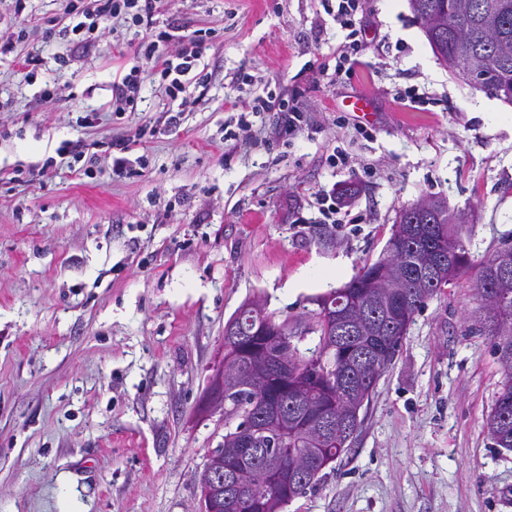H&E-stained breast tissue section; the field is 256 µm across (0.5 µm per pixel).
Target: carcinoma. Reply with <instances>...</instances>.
<instances>
[{
    "instance_id": "carcinoma-1",
    "label": "carcinoma",
    "mask_w": 512,
    "mask_h": 512,
    "mask_svg": "<svg viewBox=\"0 0 512 512\" xmlns=\"http://www.w3.org/2000/svg\"><path fill=\"white\" fill-rule=\"evenodd\" d=\"M409 8L433 53L454 60L460 70L472 65L488 69L482 91L512 104V0H409ZM409 207L399 213L385 255L365 263L343 287L316 299L311 314L312 333L318 343L311 355L303 353L291 336L265 343L252 351L224 344V362L238 368L239 378L224 391L236 426L224 432V452L249 439L262 455L276 457L282 467L306 471L305 482H289L273 489L256 485L247 498L223 495L214 502L216 512H283V506L316 487L322 466L331 464L351 447L350 437L360 428L359 411L369 400L384 369L392 362L403 336L394 319L386 317L392 298L399 296L414 316L426 301L476 271L475 285L485 313L468 330L493 337L494 353L505 374L486 419L490 436L500 448L512 449V287L492 281L501 252L474 263L462 240L460 224L445 202L426 223L408 218ZM428 260L443 268L435 278L423 269ZM273 315L240 306L231 320L248 336ZM288 359V423L263 426L260 415L269 394L262 379L277 375L276 360Z\"/></svg>"
}]
</instances>
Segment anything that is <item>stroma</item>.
I'll list each match as a JSON object with an SVG mask.
<instances>
[{"instance_id": "obj_1", "label": "stroma", "mask_w": 512, "mask_h": 512, "mask_svg": "<svg viewBox=\"0 0 512 512\" xmlns=\"http://www.w3.org/2000/svg\"><path fill=\"white\" fill-rule=\"evenodd\" d=\"M76 6L0 0V512H197L231 315L256 297L308 320L422 198L470 215L474 259L512 245V105L437 60L407 0H363L341 73L334 0H161L165 53L206 37L209 83L179 94L132 23L77 42ZM482 312L469 275L426 302L350 450L285 512H512V451L485 427L503 374L466 331ZM140 74L139 67L134 66L117 85L116 111L126 112L129 108L132 111L136 106L141 83Z\"/></svg>"}]
</instances>
